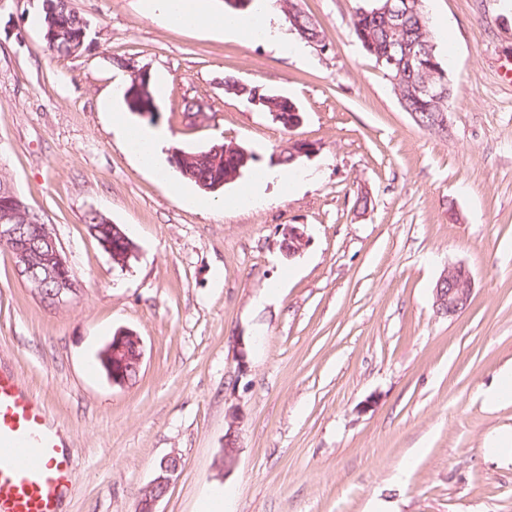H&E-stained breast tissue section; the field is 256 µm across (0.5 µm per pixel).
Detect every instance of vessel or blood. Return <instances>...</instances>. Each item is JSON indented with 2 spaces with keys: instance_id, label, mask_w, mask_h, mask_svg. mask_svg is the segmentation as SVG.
I'll use <instances>...</instances> for the list:
<instances>
[{
  "instance_id": "vessel-or-blood-1",
  "label": "vessel or blood",
  "mask_w": 512,
  "mask_h": 512,
  "mask_svg": "<svg viewBox=\"0 0 512 512\" xmlns=\"http://www.w3.org/2000/svg\"><path fill=\"white\" fill-rule=\"evenodd\" d=\"M68 437L0 364V512H60L75 487Z\"/></svg>"
}]
</instances>
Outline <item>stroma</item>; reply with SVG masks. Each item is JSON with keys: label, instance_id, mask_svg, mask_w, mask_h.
Wrapping results in <instances>:
<instances>
[{"label": "stroma", "instance_id": "1", "mask_svg": "<svg viewBox=\"0 0 512 512\" xmlns=\"http://www.w3.org/2000/svg\"><path fill=\"white\" fill-rule=\"evenodd\" d=\"M71 2L89 24L75 56L47 50L36 0H0V178L83 286L47 308L0 250V359L69 435L65 512H136L169 455L180 469L157 512H512V462L485 454L512 434V403L487 400L512 371V0H427L454 87L444 133L403 111L356 40L359 0H300L326 44L303 60L171 27L143 0ZM133 66L152 75L155 117L116 92ZM228 75L287 96L301 123L225 94ZM193 98L205 117L184 116ZM116 112L167 131L170 149L240 144L254 170L279 171L294 142L312 151L293 191L274 179L221 209L246 172L205 212L124 151ZM92 210L135 244L128 266L101 250ZM291 224L308 244L289 258ZM457 263L474 293L450 318L433 287ZM120 327L144 346L123 387L97 361Z\"/></svg>", "mask_w": 512, "mask_h": 512}]
</instances>
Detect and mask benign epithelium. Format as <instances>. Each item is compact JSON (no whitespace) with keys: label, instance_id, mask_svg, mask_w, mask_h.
<instances>
[{"label":"benign epithelium","instance_id":"benign-epithelium-1","mask_svg":"<svg viewBox=\"0 0 512 512\" xmlns=\"http://www.w3.org/2000/svg\"><path fill=\"white\" fill-rule=\"evenodd\" d=\"M374 14L392 27L400 30L399 21L403 14L414 13L421 5V0H376ZM88 24L78 29H67L57 22H48L42 29L44 42L52 45L58 39L65 38L70 46V54L82 51L87 38ZM435 44L431 41L404 44L400 53L403 61L409 65L424 67L430 75L410 87L414 97H424L438 104L441 111L433 114L430 128L440 131L448 129V113L443 111L450 99L446 74L436 64ZM150 72L145 68L130 71L131 95L142 96L146 90ZM35 213L12 186L0 179V249L6 250L13 262L14 270L24 285L30 288L32 295L47 308H57L82 290V285L75 277L71 265L64 255L50 225L40 220L36 224H20V217ZM286 253L292 257L300 253L307 245L305 232L295 224L288 225ZM101 249L110 259L120 266L128 265L135 252L130 240H125V247L118 251L113 248L112 238H97ZM474 291V279L465 265L448 266L434 288V305L438 313L453 317L461 314L469 306ZM101 357L107 369V376L114 385L124 386L135 379L141 370L144 349L143 341L137 333L119 328L105 346ZM238 431L236 421H231L224 438V469L228 470L235 462L238 448ZM180 461L170 455L163 458L157 468L156 477L138 496L137 512H156V505L167 493L169 486L179 471Z\"/></svg>","mask_w":512,"mask_h":512}]
</instances>
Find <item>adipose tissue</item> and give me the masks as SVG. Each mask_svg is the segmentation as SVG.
<instances>
[{
	"label": "adipose tissue",
	"instance_id": "ef3b65f1",
	"mask_svg": "<svg viewBox=\"0 0 512 512\" xmlns=\"http://www.w3.org/2000/svg\"><path fill=\"white\" fill-rule=\"evenodd\" d=\"M148 9L177 28H212L236 39L270 41L287 58H301L307 53L305 42L289 39L279 32L268 11L267 0H255L251 10L243 15L207 13L200 0H148ZM112 126L125 150L164 183L174 197L188 199L191 205L201 210L212 208V201L189 196L181 184L170 180L163 160L165 135L162 131L131 126L119 113L113 114Z\"/></svg>",
	"mask_w": 512,
	"mask_h": 512
}]
</instances>
